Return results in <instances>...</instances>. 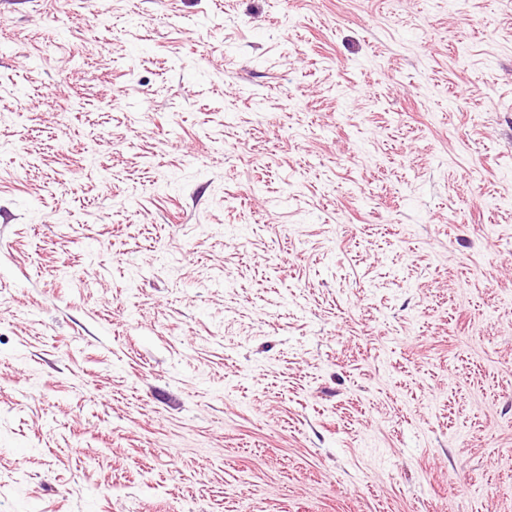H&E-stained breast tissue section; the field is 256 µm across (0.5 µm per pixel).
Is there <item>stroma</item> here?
Listing matches in <instances>:
<instances>
[{"instance_id": "obj_1", "label": "stroma", "mask_w": 512, "mask_h": 512, "mask_svg": "<svg viewBox=\"0 0 512 512\" xmlns=\"http://www.w3.org/2000/svg\"><path fill=\"white\" fill-rule=\"evenodd\" d=\"M0 512H512V0H0Z\"/></svg>"}]
</instances>
